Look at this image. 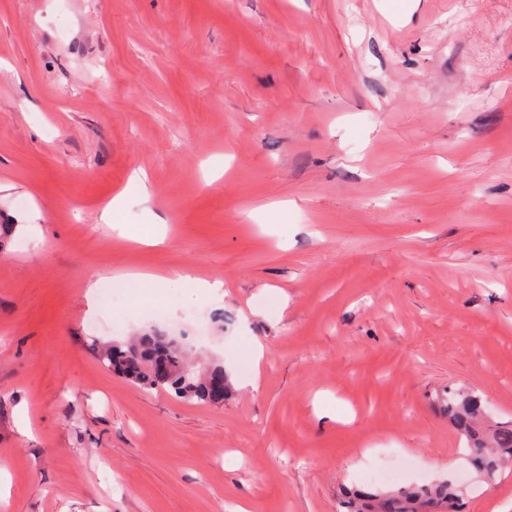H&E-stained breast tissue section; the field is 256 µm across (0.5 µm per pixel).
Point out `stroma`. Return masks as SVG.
<instances>
[{
  "label": "stroma",
  "instance_id": "stroma-1",
  "mask_svg": "<svg viewBox=\"0 0 512 512\" xmlns=\"http://www.w3.org/2000/svg\"><path fill=\"white\" fill-rule=\"evenodd\" d=\"M1 224L0 512H339L381 457L512 504L434 401L512 423V0H0ZM148 329L232 394L90 346ZM93 349L104 366L143 389L169 388L181 399L213 404L223 403L224 398L232 392L223 365L211 363L198 369L188 361L182 345H171L165 336L158 333L138 336L125 348L94 340ZM155 363L166 366L167 377L159 378L153 374L152 366ZM218 380L224 381V393L215 398L209 393V387Z\"/></svg>",
  "mask_w": 512,
  "mask_h": 512
}]
</instances>
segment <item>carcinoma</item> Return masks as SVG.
Returning <instances> with one entry per match:
<instances>
[{
    "label": "carcinoma",
    "instance_id": "obj_1",
    "mask_svg": "<svg viewBox=\"0 0 512 512\" xmlns=\"http://www.w3.org/2000/svg\"><path fill=\"white\" fill-rule=\"evenodd\" d=\"M98 360L147 390L171 389L184 400L220 404L232 392L224 366L212 363L197 368L179 345L158 333H148L124 347L93 341ZM224 382V393L215 398L211 383ZM440 409L467 441L462 456L488 478L512 465V426L486 422L482 397L474 392L448 390L438 397ZM346 512H462V491L446 481L431 487H406L397 491L348 489L342 493Z\"/></svg>",
    "mask_w": 512,
    "mask_h": 512
}]
</instances>
